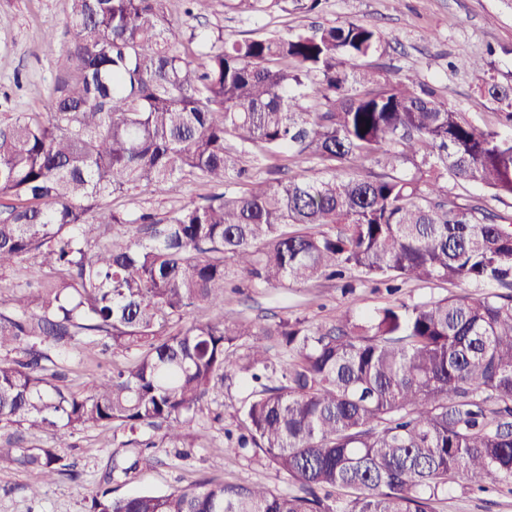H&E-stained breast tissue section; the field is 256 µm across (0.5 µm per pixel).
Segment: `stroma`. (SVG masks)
I'll return each instance as SVG.
<instances>
[{"label": "stroma", "mask_w": 512, "mask_h": 512, "mask_svg": "<svg viewBox=\"0 0 512 512\" xmlns=\"http://www.w3.org/2000/svg\"><path fill=\"white\" fill-rule=\"evenodd\" d=\"M175 27L174 46L180 52H200L218 37L241 39L273 29H301L318 22H360L374 25L382 36V52L368 57V65H382L388 77L411 75L435 86L449 104L479 124L498 123V107L477 92L475 76L457 66L458 56H489V73L502 84H512V0H322L318 14L294 9L291 0L254 16L237 14L223 4L203 18L185 14L183 0H168ZM69 0H0V114L45 111L73 75L67 51L73 32L67 25ZM53 33L55 48L46 50L45 33ZM211 187L196 180H180L170 190L155 195L115 194L98 203L99 210L135 211L147 208L163 214L172 208L204 202ZM384 286L371 282L343 289L341 280H319L289 288H253L225 297L220 308L202 305L192 311L196 320L247 317L271 323L300 316L320 324L337 312L357 314L386 303ZM58 370L66 374L73 390H88L109 361L124 362V355L105 351L100 337L81 336L67 351L55 354ZM246 395L239 379L224 385V394L210 412L186 424L198 435L195 447L154 448L148 461L112 485L116 496L143 492L164 493L200 479L241 483L259 482L281 493L295 492L286 477L254 462L249 455L224 453V432L234 428L233 404ZM132 454L121 446L112 428L79 432L69 437L65 452L73 465L72 476L43 481L38 471L0 467V512H85L88 496L96 490L116 452ZM40 486L31 496L30 486ZM437 512H512V494L495 488L483 492L454 485Z\"/></svg>", "instance_id": "stroma-1"}]
</instances>
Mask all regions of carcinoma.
I'll return each instance as SVG.
<instances>
[{"label": "carcinoma", "instance_id": "1", "mask_svg": "<svg viewBox=\"0 0 512 512\" xmlns=\"http://www.w3.org/2000/svg\"><path fill=\"white\" fill-rule=\"evenodd\" d=\"M70 2L77 77L47 111L0 119V269L30 256L47 269L0 309V353L22 354L0 357V425L47 440L0 442V465L70 476L61 445L108 426L164 429L147 448L191 447L183 425L231 371L250 394L224 452L250 449L300 493L106 488L87 512H437L453 483L511 486L512 215L448 184L512 198V133L476 125L412 76L358 68L379 51L371 24L225 38L195 58L172 47L167 0ZM231 5L252 15L276 2ZM488 66L460 59L512 129V85ZM288 157L319 176L275 177ZM186 176L224 191L162 216L95 212L100 198ZM347 272L389 293L407 281L488 292L321 326L182 322L199 303L224 304L237 276L287 288ZM84 335L136 356L81 394L51 353ZM137 464L112 458L102 482Z\"/></svg>", "mask_w": 512, "mask_h": 512}]
</instances>
